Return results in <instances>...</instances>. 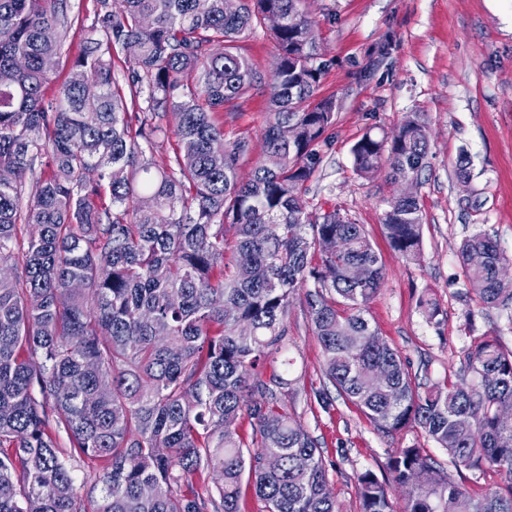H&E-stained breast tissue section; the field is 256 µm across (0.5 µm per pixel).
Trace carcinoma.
<instances>
[{"instance_id": "cac0c4a2", "label": "carcinoma", "mask_w": 512, "mask_h": 512, "mask_svg": "<svg viewBox=\"0 0 512 512\" xmlns=\"http://www.w3.org/2000/svg\"><path fill=\"white\" fill-rule=\"evenodd\" d=\"M258 28L276 48L272 108L242 181L249 143H226L214 114L253 88L237 43ZM311 33L306 0H94L91 17L70 0H0V512H241L244 478L263 512H338L315 440L278 407L299 290L326 379L378 430L417 427L456 467L504 476L475 498L424 449L398 448L393 482L358 477L362 512H394L393 483L410 487L402 512H512V425L496 416L512 349L473 336L457 380L420 392L365 316L382 264L363 225L301 195L336 112L315 98L328 61ZM130 46L120 80L114 53ZM170 130L177 150L159 160ZM428 149L415 113L352 153L359 174L385 165L397 182ZM383 224L395 251L419 254L416 197L387 200ZM458 259L482 306L512 305V259L489 233ZM83 457L103 463L96 499L75 486Z\"/></svg>"}]
</instances>
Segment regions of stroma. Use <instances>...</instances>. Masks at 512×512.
<instances>
[{"instance_id":"1","label":"stroma","mask_w":512,"mask_h":512,"mask_svg":"<svg viewBox=\"0 0 512 512\" xmlns=\"http://www.w3.org/2000/svg\"><path fill=\"white\" fill-rule=\"evenodd\" d=\"M307 7L331 61L316 96L335 100L336 120L304 198L311 208L337 207L363 225L384 272L367 317L426 389L458 374L471 337L491 336L512 349V309L481 307L457 257L462 240L483 230L512 257V0H309ZM383 43L387 55H376ZM239 52L251 62L257 86L217 119L226 141L250 145L239 162L246 178L263 155L276 50L258 31L240 41ZM412 112L428 125L429 153L413 188L423 214L422 247L407 259L391 248L382 224L387 199L402 188L384 169L359 176L352 148L367 131L392 132ZM464 155L465 183L456 176ZM427 295L440 307L432 320L419 306ZM288 355L292 383L279 406L316 441L340 512H361L360 473L391 479L395 449L413 445L472 496L502 486L496 468L454 469L420 429L380 432L339 397L322 408L315 393L329 382L300 294L288 313Z\"/></svg>"}]
</instances>
